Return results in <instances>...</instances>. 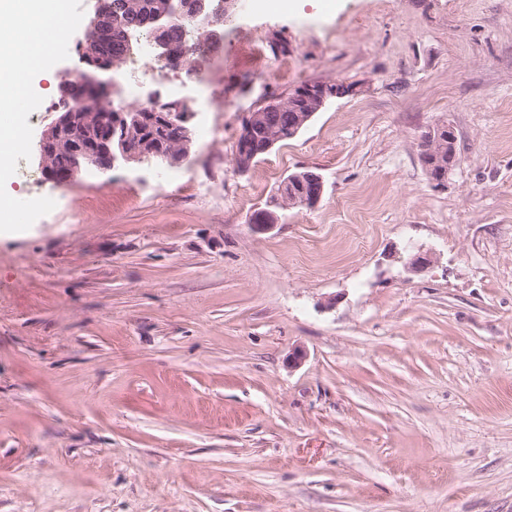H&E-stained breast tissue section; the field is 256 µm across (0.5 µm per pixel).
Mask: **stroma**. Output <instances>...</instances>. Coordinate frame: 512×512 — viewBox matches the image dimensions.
<instances>
[{"instance_id":"obj_1","label":"stroma","mask_w":512,"mask_h":512,"mask_svg":"<svg viewBox=\"0 0 512 512\" xmlns=\"http://www.w3.org/2000/svg\"><path fill=\"white\" fill-rule=\"evenodd\" d=\"M78 66L37 83L34 134ZM139 74L112 104L176 88L193 112L169 182L60 187L34 158L11 182L63 203L0 233V512H512V0H269L201 81ZM315 82L352 92L239 172L248 113ZM304 169L318 206L253 233ZM442 130L443 125L441 124H436L432 127H429L428 130L422 136L420 144V160L426 171L430 183L436 188L442 187L446 181L443 178L436 179L432 175L430 165L426 162V158L429 154L433 153Z\"/></svg>"}]
</instances>
